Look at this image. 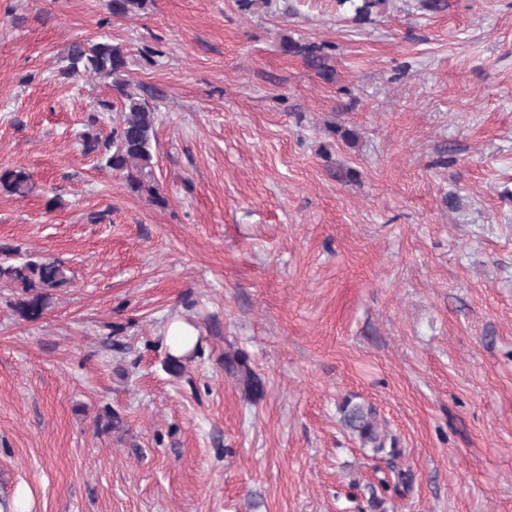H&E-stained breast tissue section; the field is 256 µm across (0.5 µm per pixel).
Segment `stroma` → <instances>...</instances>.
Listing matches in <instances>:
<instances>
[{"instance_id":"1","label":"stroma","mask_w":512,"mask_h":512,"mask_svg":"<svg viewBox=\"0 0 512 512\" xmlns=\"http://www.w3.org/2000/svg\"><path fill=\"white\" fill-rule=\"evenodd\" d=\"M427 3L0 0V173L33 186L0 187V265L71 270L36 319L0 279V499L512 512V0ZM103 37L156 112L150 192L83 149L110 81L59 73ZM30 175L24 170H7L0 175V183L3 187L19 197H25L31 190ZM197 342L195 329L181 320H173L167 329V344L175 357L188 356L192 353ZM341 415L343 425L359 437L363 447L371 448L376 455L384 451L387 437L374 422L371 408L346 401L341 407Z\"/></svg>"}]
</instances>
